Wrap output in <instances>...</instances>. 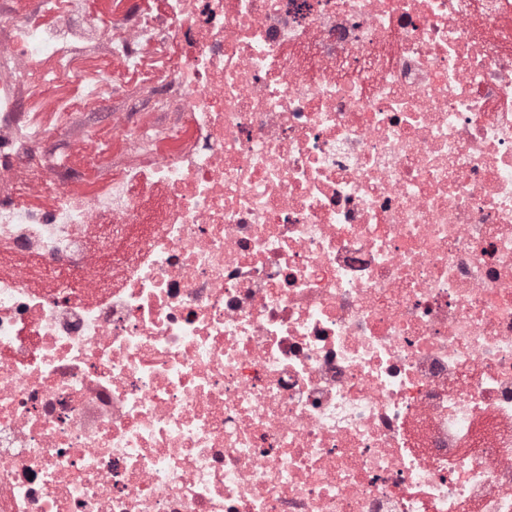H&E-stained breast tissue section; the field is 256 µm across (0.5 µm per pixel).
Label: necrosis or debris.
<instances>
[{
    "instance_id": "1",
    "label": "necrosis or debris",
    "mask_w": 512,
    "mask_h": 512,
    "mask_svg": "<svg viewBox=\"0 0 512 512\" xmlns=\"http://www.w3.org/2000/svg\"><path fill=\"white\" fill-rule=\"evenodd\" d=\"M34 2L69 12L0 0V512H512V0ZM154 60L109 115L151 184L29 169L31 71L101 108ZM110 38V35H104L100 40L98 50L95 53L84 56L86 60L83 61L82 65L89 74L112 66V59L108 57L106 52ZM104 62H107L108 65H105Z\"/></svg>"
}]
</instances>
